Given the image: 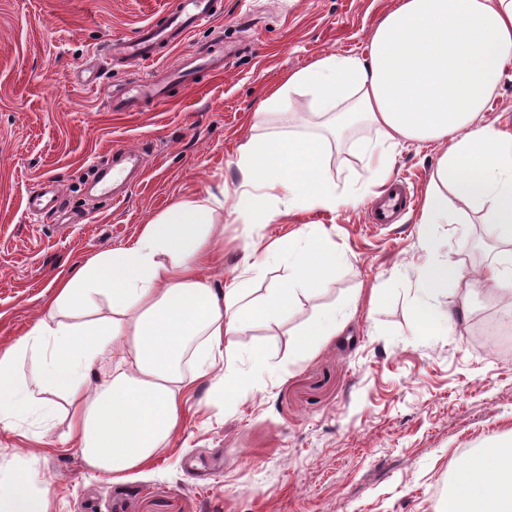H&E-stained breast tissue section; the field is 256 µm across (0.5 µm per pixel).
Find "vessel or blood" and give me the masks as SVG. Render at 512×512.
<instances>
[{
  "mask_svg": "<svg viewBox=\"0 0 512 512\" xmlns=\"http://www.w3.org/2000/svg\"><path fill=\"white\" fill-rule=\"evenodd\" d=\"M219 12V0H178L177 7L166 24L161 26L144 24L137 36L125 43L124 51L143 62L154 60L164 49L178 46L197 28L211 22ZM222 66V61L208 56H199L192 64H183L173 70L170 78L179 84L187 85L193 83L197 70L213 71ZM164 95L163 87L146 80L109 95L107 104L110 111L127 112L145 99H160ZM406 203L407 197L403 185L391 186L383 197L371 204L370 212L373 222L392 223Z\"/></svg>",
  "mask_w": 512,
  "mask_h": 512,
  "instance_id": "obj_1",
  "label": "vessel or blood"
}]
</instances>
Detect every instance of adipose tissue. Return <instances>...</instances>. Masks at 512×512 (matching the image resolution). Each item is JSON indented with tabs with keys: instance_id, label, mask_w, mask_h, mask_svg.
<instances>
[{
	"instance_id": "obj_1",
	"label": "adipose tissue",
	"mask_w": 512,
	"mask_h": 512,
	"mask_svg": "<svg viewBox=\"0 0 512 512\" xmlns=\"http://www.w3.org/2000/svg\"><path fill=\"white\" fill-rule=\"evenodd\" d=\"M512 63V0H399L374 30L367 58L325 55L294 71L261 101L257 118L291 112L307 100L316 115L342 125L361 117L380 133L367 164L378 184L403 141L432 140L445 150L425 193L419 221L426 252L430 225L449 223L448 197L477 205L500 248L490 265L463 274L430 263L408 291L418 334L441 323L467 327L471 297H495L512 320V134L481 123V114ZM349 111H341L343 103ZM331 149L320 138L278 132L241 146L235 190L179 201L131 243L112 249L60 281L42 318L0 353V430L19 407L64 399L68 435L91 469L124 481L165 450L183 425V394L201 380L232 397L244 375L230 367L235 337L280 321L299 297L321 288L336 264L324 227H302L265 245L283 263L285 281L252 297L245 276L214 287L209 238L225 213L269 224L298 211L335 209ZM449 194H442V187ZM107 315H100L101 305ZM0 512H49L47 491L24 468L0 475ZM441 512H512V444L464 456Z\"/></svg>"
}]
</instances>
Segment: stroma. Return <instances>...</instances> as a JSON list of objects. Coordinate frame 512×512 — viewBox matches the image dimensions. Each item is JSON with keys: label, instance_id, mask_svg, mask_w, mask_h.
<instances>
[{"label": "stroma", "instance_id": "obj_1", "mask_svg": "<svg viewBox=\"0 0 512 512\" xmlns=\"http://www.w3.org/2000/svg\"><path fill=\"white\" fill-rule=\"evenodd\" d=\"M177 0H0V351L31 329L53 287L78 267L139 235L174 203L234 185L238 148L270 132L321 133L313 115L254 114L288 73L330 53H366L398 0H222V14L160 61L127 56L145 23L163 24ZM226 57L224 73L169 85L136 112L109 111L114 89L166 79L183 58ZM379 138L359 123L339 137L330 174L335 212L290 214L271 224L224 217L229 283L259 242L324 224L343 260L323 289L300 298L289 318L239 337L241 370L264 368L232 400L200 382L184 425L149 466L121 483L90 469L67 439L64 401L50 413L22 411L16 433L0 431V472L26 467L49 485L50 512H438L464 456L512 437V354L475 344L473 330L417 335L407 291L431 260L464 269L494 252L478 213L449 198L451 224H435L437 255L420 246L424 193L443 152L406 142L392 178L412 197L394 224H373L381 192L364 150ZM137 159L122 200L92 194L96 166L114 152ZM46 180L59 206L27 208ZM349 321L308 353L295 333L319 311Z\"/></svg>", "mask_w": 512, "mask_h": 512}]
</instances>
